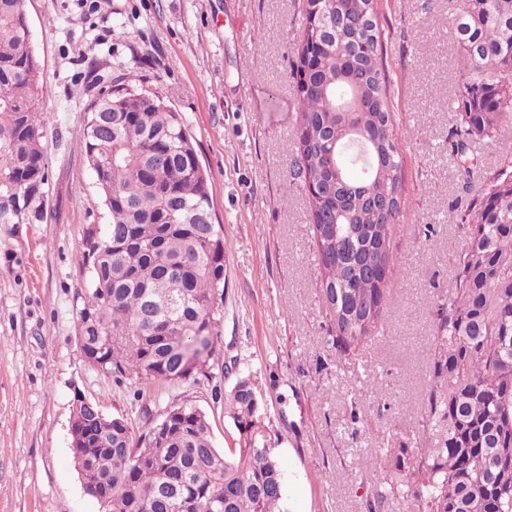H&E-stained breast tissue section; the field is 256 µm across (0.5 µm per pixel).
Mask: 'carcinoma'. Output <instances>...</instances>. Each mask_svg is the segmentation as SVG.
<instances>
[{
  "label": "carcinoma",
  "mask_w": 512,
  "mask_h": 512,
  "mask_svg": "<svg viewBox=\"0 0 512 512\" xmlns=\"http://www.w3.org/2000/svg\"><path fill=\"white\" fill-rule=\"evenodd\" d=\"M292 62L293 178L316 185L310 225L326 304V343L341 356L379 333L391 241L405 193L380 32L352 25L374 0H305ZM459 55V122L448 156L474 193L448 299L437 304L421 448L384 449L386 481L366 512L409 497L415 512H512V150L475 185L468 144L512 118V0H448ZM23 0H0V224H41L49 168L42 74ZM108 224H90L77 309L81 353L117 381L178 382L215 349L224 309V226L180 112L157 93L110 89L88 106L79 143ZM256 376L224 391L235 447L215 448L195 404H171L135 433L74 398L73 459L104 512H286L284 476Z\"/></svg>",
  "instance_id": "obj_1"
}]
</instances>
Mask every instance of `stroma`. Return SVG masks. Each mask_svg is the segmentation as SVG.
Instances as JSON below:
<instances>
[{
    "label": "stroma",
    "instance_id": "35a3bbf8",
    "mask_svg": "<svg viewBox=\"0 0 512 512\" xmlns=\"http://www.w3.org/2000/svg\"><path fill=\"white\" fill-rule=\"evenodd\" d=\"M48 113V214L0 224V512H102L71 450L75 394L143 432L187 400L216 448L236 436L215 389L257 376L288 512H365L382 450L420 427L436 304L453 286L471 201L445 153L459 84L446 0H378L383 62L404 145L406 193L392 241L382 330L350 359L326 343L308 199L289 146L303 0H24ZM149 91L182 113L224 226V311L204 371L130 383L91 366L77 343L87 225L106 224L79 151L101 88ZM371 372L376 393L361 390ZM385 393L379 404L377 393Z\"/></svg>",
    "mask_w": 512,
    "mask_h": 512
}]
</instances>
